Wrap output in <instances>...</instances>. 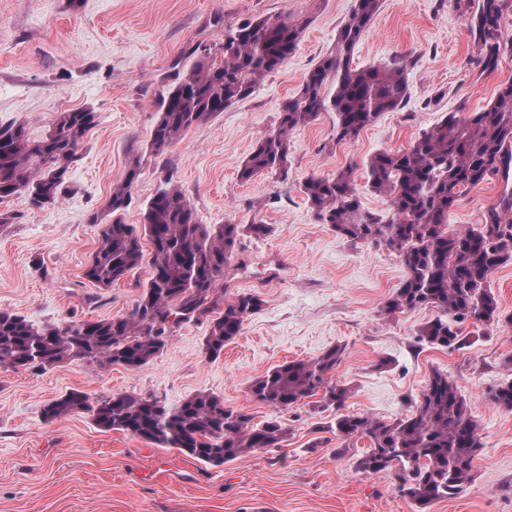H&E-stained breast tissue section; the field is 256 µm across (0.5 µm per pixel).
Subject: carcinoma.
I'll return each mask as SVG.
<instances>
[{
  "label": "carcinoma",
  "instance_id": "cac0c4a2",
  "mask_svg": "<svg viewBox=\"0 0 512 512\" xmlns=\"http://www.w3.org/2000/svg\"><path fill=\"white\" fill-rule=\"evenodd\" d=\"M455 5L468 18L474 63L483 73L495 72L512 47L504 34L512 0H455ZM380 8L381 0H354L335 46L307 74L300 90L282 103L275 128L243 161L240 181L262 173L288 178L290 135L323 112L335 114L340 142L358 138L384 113L404 107L409 95L407 57L352 67L353 51ZM306 26L286 17L256 18L225 29L218 46L189 45L172 65L173 82L156 101L149 154H166L192 126L248 97L259 80L294 54ZM96 120L90 107L57 112L39 139L31 138L23 123L0 125V201L24 196L39 210L60 203L71 193L70 166ZM140 162L137 158L128 167L104 209L90 215V223L101 225V242L85 270L89 281L109 288L148 263L151 277L133 312L36 327L1 309L0 366L45 369L77 357L135 371L161 353L174 328L191 322L206 325L204 353L216 360L241 334L248 317L261 309L262 300L252 293L240 292L224 301V275L242 232L263 237L268 225L202 224L181 188L169 180L147 202L142 223L128 224L125 212ZM365 171L370 192L389 201L386 216L363 208L352 167L331 177L312 175L301 191L317 223L329 225L350 242L384 245L399 253L406 276L383 313L436 309L439 315L417 329V344L450 351L465 346L462 325L467 322L476 328L511 329L512 313L500 310L487 283L495 270L512 262V81L501 83L486 107L444 115L410 147L371 155ZM496 179L503 188L479 223L450 229V208L473 188ZM144 239L151 245L147 254ZM342 354V348L333 347L313 360L277 365L251 382L250 398L278 411L307 399L316 413L333 410L331 420L313 425L312 447L329 443V433L336 437L339 454L366 441L356 468L368 475L386 474L417 512L456 497L472 479L474 462L485 448L470 400L448 376L435 372L405 416L383 421L349 414L344 408L350 388L334 378ZM484 397L512 410V379L489 388ZM44 413L52 420L88 414L103 430L176 448L210 466L280 448L288 436L279 419L258 425L212 393L169 404L131 393L93 401L71 391L47 404Z\"/></svg>",
  "mask_w": 512,
  "mask_h": 512
}]
</instances>
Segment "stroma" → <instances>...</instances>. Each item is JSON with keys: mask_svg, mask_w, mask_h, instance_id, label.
Masks as SVG:
<instances>
[{"mask_svg": "<svg viewBox=\"0 0 512 512\" xmlns=\"http://www.w3.org/2000/svg\"><path fill=\"white\" fill-rule=\"evenodd\" d=\"M353 0H0V124H25L44 135L54 113L94 108L98 121L70 168L72 193L37 211L24 198L0 203L16 223L0 228V310L43 327L132 313L150 277L143 265L112 288L84 275L100 245L91 213L102 210L133 158L140 175L126 221L140 223L148 199L173 178L201 223L268 225L243 234L225 298L239 292L263 301L218 360L202 350L204 325L177 328L149 365L129 371L75 359L44 370L0 367V512H415L384 474L365 475L357 449L311 447V406L282 411L281 448L209 467L175 448H158L119 431H102L86 414L45 420V404L73 390L93 398L115 393L175 404L203 392L260 423L273 409L253 402L250 382L289 360H310L340 345L336 378L350 388L348 412L391 420L410 411L433 372L447 374L470 400L485 447L474 478L457 497L429 512H512V411L489 405L487 389L512 378V330H473L463 349L419 347L415 333L435 309L389 317L382 307L404 279L397 253L352 243L316 223L301 184L311 175L354 167L363 207L386 214L385 198L365 191L364 164L374 153L408 148L445 113L473 112L512 80V56L491 74L472 62L468 22L455 0H382L357 44L352 65L366 68L409 57V98L356 140H336L324 112L291 135L287 180L237 172L274 128L282 102L336 43ZM306 21L296 52L260 80L250 97L191 127L161 158L146 155L154 102L171 65L189 43L220 44L224 29L256 17ZM501 190L492 181L451 209L463 229Z\"/></svg>", "mask_w": 512, "mask_h": 512, "instance_id": "35a3bbf8", "label": "stroma"}]
</instances>
